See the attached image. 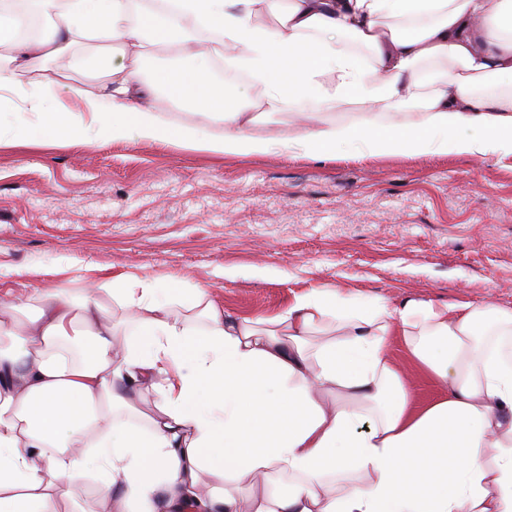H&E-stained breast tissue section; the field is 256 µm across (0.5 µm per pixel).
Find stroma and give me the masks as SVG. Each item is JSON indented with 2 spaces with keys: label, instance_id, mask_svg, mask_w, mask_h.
Listing matches in <instances>:
<instances>
[{
  "label": "stroma",
  "instance_id": "stroma-1",
  "mask_svg": "<svg viewBox=\"0 0 512 512\" xmlns=\"http://www.w3.org/2000/svg\"><path fill=\"white\" fill-rule=\"evenodd\" d=\"M82 49L23 74L58 94L96 91ZM171 129L221 128L157 93ZM83 292L93 269L183 277L242 317L293 294L512 308V153L218 156L165 141L0 146V270Z\"/></svg>",
  "mask_w": 512,
  "mask_h": 512
}]
</instances>
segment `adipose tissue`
Instances as JSON below:
<instances>
[{
    "mask_svg": "<svg viewBox=\"0 0 512 512\" xmlns=\"http://www.w3.org/2000/svg\"><path fill=\"white\" fill-rule=\"evenodd\" d=\"M27 2L52 18L44 43L58 52L96 35L191 61L158 86L124 54L85 57L109 80L70 86L74 109L21 80L37 58L15 0H0V145L33 131L235 156L512 152V0ZM264 8L274 26H260ZM216 62L245 73L252 100L213 80ZM160 88L221 133H168L150 105ZM345 103L363 106L357 126L327 120ZM286 111L300 134H252ZM406 111L416 120L393 124ZM23 275L0 276V512H87L91 489L109 512H239L249 493L253 512H512V309L314 288L249 318L178 277L19 299ZM395 340L439 394L414 397ZM145 392L156 410L141 417ZM280 477L286 491L254 494V479Z\"/></svg>",
    "mask_w": 512,
    "mask_h": 512,
    "instance_id": "1",
    "label": "adipose tissue"
}]
</instances>
